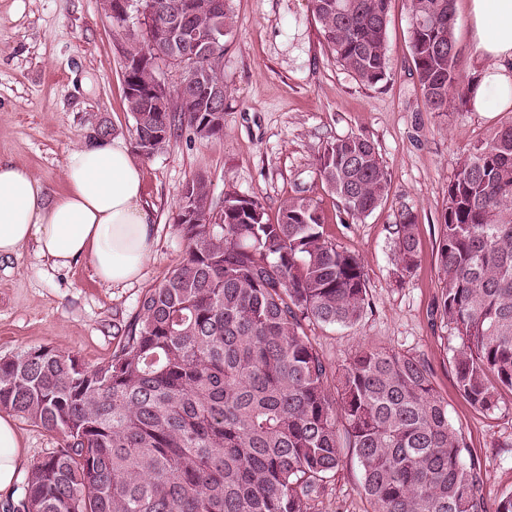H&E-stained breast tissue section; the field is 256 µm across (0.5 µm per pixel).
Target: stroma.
I'll return each instance as SVG.
<instances>
[{"label": "stroma", "instance_id": "1", "mask_svg": "<svg viewBox=\"0 0 512 512\" xmlns=\"http://www.w3.org/2000/svg\"><path fill=\"white\" fill-rule=\"evenodd\" d=\"M235 27L224 39V132L199 138L182 131L151 157H137L144 202L155 227L141 278L129 286L101 283L90 264L51 268L34 246L0 257V359L50 347L87 367L107 361L145 292L183 261L186 244L174 217L184 185L208 177L212 209L224 196H255L270 218L289 197L313 199L331 241L358 255L369 307L352 327L307 326L326 361L341 364L365 346L424 359L448 419L478 459L487 503L512 491V392L488 414L460 394L452 363L459 339L440 318L437 237L448 184L469 146L512 123V109L477 112L452 101L428 111L413 72L406 0H390L388 78L367 86L339 66L323 42L311 0H230ZM130 7L123 23L98 0H0V159L28 168L54 193L66 188L69 150L111 128V141L131 147L133 119L124 94L127 31L142 30ZM368 139L386 167L387 198L368 216L340 223L337 200L322 184L315 159L327 142ZM418 224L419 262L398 279L393 226L403 211ZM314 512H373L361 491L350 449Z\"/></svg>", "mask_w": 512, "mask_h": 512}]
</instances>
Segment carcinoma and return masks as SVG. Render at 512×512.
Masks as SVG:
<instances>
[{
    "mask_svg": "<svg viewBox=\"0 0 512 512\" xmlns=\"http://www.w3.org/2000/svg\"><path fill=\"white\" fill-rule=\"evenodd\" d=\"M146 34L131 30L124 93L134 151L153 156L188 128L223 131L228 0H192L184 25L212 38L209 55L171 47L170 15L185 0H152ZM336 61L361 83L387 79L389 0H311ZM454 0H408L411 59L428 109L469 99ZM183 65L180 110L155 90V61ZM317 175L346 220L374 211L388 171L360 136L326 144ZM211 183L182 189L176 227L186 258L140 300L109 360L94 368L49 347L0 359V410L63 436L29 470L4 512H312L352 450L374 512H489L478 462L448 419L424 360L362 347L334 367L305 323L348 327L364 315L357 255L324 236L311 199L276 221L258 198L228 194L213 221ZM396 266L418 262L417 224L393 229ZM440 314L461 340L453 355L461 395L486 413L512 392V124L476 141L448 183L438 225Z\"/></svg>",
    "mask_w": 512,
    "mask_h": 512,
    "instance_id": "carcinoma-1",
    "label": "carcinoma"
}]
</instances>
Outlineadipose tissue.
<instances>
[{
  "instance_id": "obj_1",
  "label": "adipose tissue",
  "mask_w": 512,
  "mask_h": 512,
  "mask_svg": "<svg viewBox=\"0 0 512 512\" xmlns=\"http://www.w3.org/2000/svg\"><path fill=\"white\" fill-rule=\"evenodd\" d=\"M479 76L474 111L488 103L512 107V0H466ZM139 166L126 148L96 139L71 149L66 189L50 192L23 166L0 160V257L35 242L39 255L67 268L87 260L103 283L120 286L140 277L154 226L143 203ZM25 462L12 418L0 414V490L12 486Z\"/></svg>"
}]
</instances>
